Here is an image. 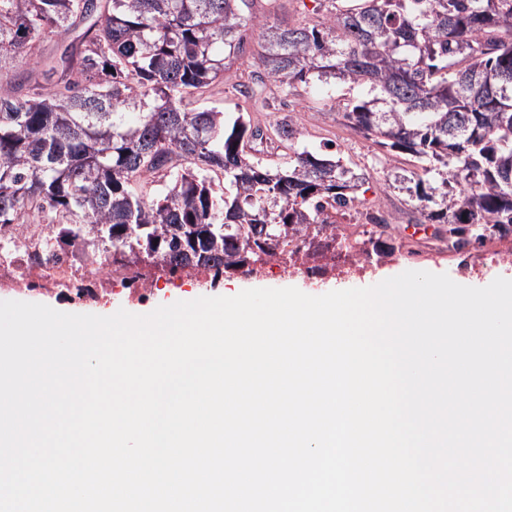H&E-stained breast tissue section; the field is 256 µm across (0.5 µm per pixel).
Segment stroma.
<instances>
[{
	"label": "stroma",
	"instance_id": "35a3bbf8",
	"mask_svg": "<svg viewBox=\"0 0 512 512\" xmlns=\"http://www.w3.org/2000/svg\"><path fill=\"white\" fill-rule=\"evenodd\" d=\"M258 42V29H246L243 48L230 70L225 72L223 82L211 86L206 92L190 95L192 105L228 113L250 108V101L240 95L237 88L248 83L250 73L255 69L254 55ZM368 95L369 88L365 85L323 84L314 79L292 83L286 89L270 84L266 87L268 102L259 118L262 124L269 125L280 121L283 115H291L302 133V142L312 145L332 143L337 157L342 158L344 164L356 174L364 176L365 182L359 192L364 205L391 214L390 236L395 244L405 246L406 256L373 262L366 274L345 279L328 277L321 280L303 274H288L274 261L266 266L261 276L227 274L212 288L200 287L195 279L183 275H164L158 278L153 290L144 295L121 287L111 297L93 302L70 299L50 290L0 289V301L33 302L61 312L108 316L121 309L133 314H146L158 306L177 301L226 296L237 288L295 287L309 295H322L334 290L372 286L407 270L445 273L456 283L472 287L487 286L498 277L512 279L510 264H490L479 276L462 274L459 257L445 252L432 239L431 225L421 223L420 215L408 195L392 187L395 176H407L419 170L417 160L407 154L386 151L374 138L365 137L349 128L342 117L346 103Z\"/></svg>",
	"mask_w": 512,
	"mask_h": 512
}]
</instances>
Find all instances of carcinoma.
<instances>
[{"instance_id":"1","label":"carcinoma","mask_w":512,"mask_h":512,"mask_svg":"<svg viewBox=\"0 0 512 512\" xmlns=\"http://www.w3.org/2000/svg\"><path fill=\"white\" fill-rule=\"evenodd\" d=\"M251 2L0 0V249L17 248L13 225L44 224L37 267L71 246L136 270L201 268L213 285L277 258L337 270L336 249L360 246L336 234L359 177L332 144L299 151L290 121L273 139L245 112L184 104L224 79L247 25L263 38L253 105L268 82L367 83L343 117L418 158L405 190L423 221L478 243L512 233V80H487L512 74V0H328L311 25L271 24ZM277 140L293 155L270 169Z\"/></svg>"}]
</instances>
